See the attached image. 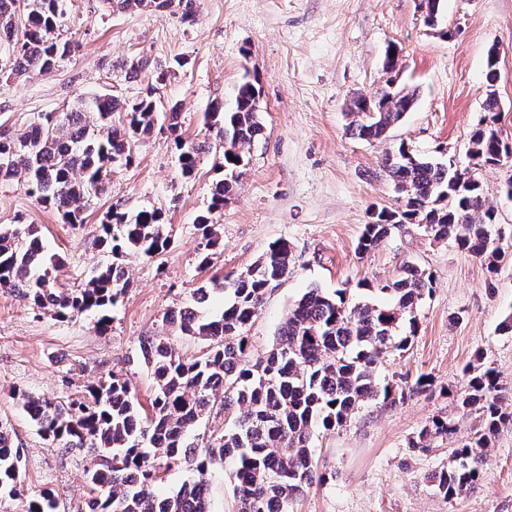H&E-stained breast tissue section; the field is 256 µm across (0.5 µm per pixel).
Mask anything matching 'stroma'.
Listing matches in <instances>:
<instances>
[{"mask_svg":"<svg viewBox=\"0 0 512 512\" xmlns=\"http://www.w3.org/2000/svg\"><path fill=\"white\" fill-rule=\"evenodd\" d=\"M449 37L423 24L420 0H198L193 23L171 11L115 13L104 0H67L60 31L73 49L55 68L18 77L0 72V130L23 132L42 112H57L89 96L136 97L146 74L131 76V61L167 65L183 59L158 95L178 105L185 139L213 141L206 114L231 103L248 72L262 88V136L246 150L217 222L222 244L209 267L198 265L196 219L223 173L214 154L196 176L181 179L177 151L163 129L137 142L131 165L115 167L105 194L85 212V223H62L30 197L21 179L0 180V225L34 224L48 252L62 260L60 288L83 287L112 255L98 242L108 211L162 209L173 245L162 254L127 255L131 286L101 333L86 312L58 319L33 309L17 294L0 291V423L24 456V488L58 492L55 512H87L83 471L91 458L49 446L18 402V392L68 400L98 378H128L142 405L154 390L139 361L147 336L166 337L184 358L207 344L163 320L191 303L196 288L237 275L288 241L292 272L268 291L249 332L252 355L266 353L296 299L313 287L347 289L365 300V284L394 281L404 265L434 276L433 291L417 309L418 330L403 355L385 357L382 373L425 377L430 390L404 404L376 400L341 428L322 431L314 444L320 482L307 488L292 512H512V428L492 436L479 485L446 499L428 475L446 467L450 448L469 436L475 414L456 409L448 390L463 388L465 366L483 363L512 388V335L501 323L512 313V264L497 276L450 240H433L408 224L376 250L358 257L356 246L374 211L396 208L399 198L380 172L387 152L406 144L440 161L470 165V135L484 114L489 49L499 52L498 125L512 137V0H444ZM398 55L400 83L418 88V101L382 140L347 132V105L375 93L386 79L388 48ZM498 223L512 237V200L502 193L512 165L476 170ZM450 418L457 436L426 453L409 441L434 416Z\"/></svg>","mask_w":512,"mask_h":512,"instance_id":"35a3bbf8","label":"stroma"}]
</instances>
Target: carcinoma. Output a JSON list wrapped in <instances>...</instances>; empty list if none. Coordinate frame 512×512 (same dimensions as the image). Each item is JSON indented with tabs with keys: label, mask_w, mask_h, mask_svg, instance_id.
Instances as JSON below:
<instances>
[{
	"label": "carcinoma",
	"mask_w": 512,
	"mask_h": 512,
	"mask_svg": "<svg viewBox=\"0 0 512 512\" xmlns=\"http://www.w3.org/2000/svg\"><path fill=\"white\" fill-rule=\"evenodd\" d=\"M64 0H0V45L10 49L8 70L17 76L47 72L71 50L61 37ZM112 12L133 8L174 9L185 23L196 16L197 0H107ZM423 22L436 28L442 0H421ZM498 58L488 51L483 119L472 131L470 157L478 167L500 166L512 157V140L498 127ZM173 65L154 66L140 58L131 62L132 74L155 70V81L133 99L115 96L81 98L67 112H42L19 134L0 131V178L20 177L27 193L54 209L62 223H85L89 201L107 191L111 169L129 165L135 141L153 132L163 118L178 151V169L184 179L196 176L200 157L209 143L189 142L180 133V112L157 100V85ZM386 80L372 96L351 99L347 131L360 140H378L398 125L414 107L418 90L391 88ZM258 78L245 74L235 91L231 109L211 107L210 117L219 139L217 167L224 178L215 184L206 212L197 218L201 231L200 264L210 262L221 246L216 215L244 165L246 147L263 131ZM382 172L401 199L396 209L373 213L356 251L366 255L382 245L392 231L415 224L434 240H452L470 252L489 276L512 262V250L495 241L497 212L486 203L480 182L451 163L415 153L405 143L385 154ZM98 241L114 256L130 253L153 258L170 245L164 214L158 209L136 212L111 210L101 224ZM60 264L48 254L37 227L0 225V289L16 292L38 310L57 318L98 311L96 328L106 331L107 314L130 287L127 273L117 274L118 263L99 268L75 291H60L53 271ZM292 270V247L285 240L269 245L263 257L232 279L201 286L196 307H184L163 317L183 334L208 343L194 358L176 354L163 336L141 340V362L151 371L155 389L149 408L138 401L128 379L113 373L90 385L82 398L61 402L55 397L18 398L43 438L65 448L95 450V460L84 470L95 496L94 512H210L209 472L225 461L235 463L234 491L239 512H289L293 500L318 477L314 438L321 430L342 427L360 406L382 400L394 406L428 385L381 383L378 367L388 354L407 351L417 332L415 312L433 289L432 275L414 264L381 287L389 302H351L347 290L332 293L311 288L296 300L277 333L275 344L251 358L248 330L274 283ZM228 296L223 311L208 315L200 308L210 291ZM466 385L455 400L464 411L478 414L479 428L450 449L448 468L429 476L449 500L473 488L484 463V449L500 428L512 425V403L502 394L496 372L480 365L465 372ZM228 417L224 432L201 446L193 436L196 424L215 405ZM454 424L435 418L424 425L410 448L426 453L435 441L450 438ZM193 466L195 477L172 494L155 491L163 467ZM23 452L14 447L7 427L0 426V502L22 503V512H54L56 492L45 488L25 494Z\"/></svg>",
	"instance_id": "1"
}]
</instances>
